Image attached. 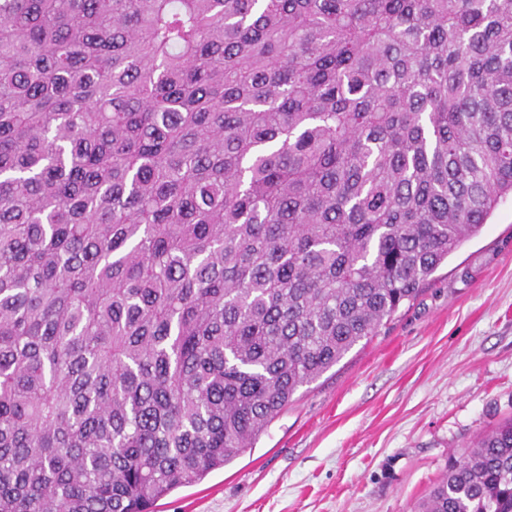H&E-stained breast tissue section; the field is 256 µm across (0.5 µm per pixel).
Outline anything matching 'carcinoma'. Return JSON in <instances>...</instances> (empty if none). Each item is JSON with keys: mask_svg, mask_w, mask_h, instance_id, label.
<instances>
[{"mask_svg": "<svg viewBox=\"0 0 512 512\" xmlns=\"http://www.w3.org/2000/svg\"><path fill=\"white\" fill-rule=\"evenodd\" d=\"M509 196L512 0H0V512L223 467Z\"/></svg>", "mask_w": 512, "mask_h": 512, "instance_id": "obj_1", "label": "carcinoma"}]
</instances>
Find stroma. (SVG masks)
I'll return each instance as SVG.
<instances>
[{
    "label": "stroma",
    "mask_w": 512,
    "mask_h": 512,
    "mask_svg": "<svg viewBox=\"0 0 512 512\" xmlns=\"http://www.w3.org/2000/svg\"><path fill=\"white\" fill-rule=\"evenodd\" d=\"M510 418L511 197L386 332L299 388L253 448L156 512H416L449 456Z\"/></svg>",
    "instance_id": "stroma-1"
}]
</instances>
